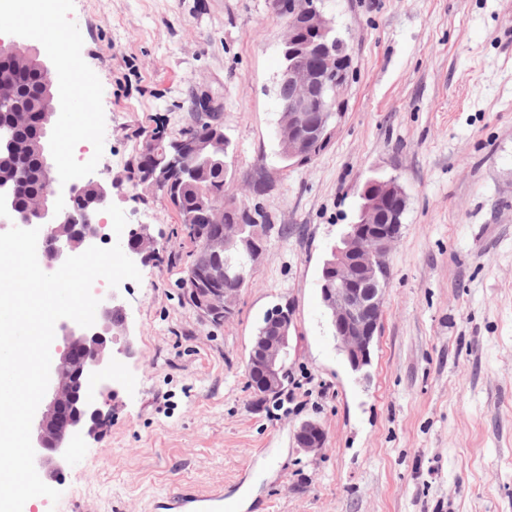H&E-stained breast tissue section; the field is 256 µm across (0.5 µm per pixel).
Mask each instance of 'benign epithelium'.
Here are the masks:
<instances>
[{
    "instance_id": "benign-epithelium-1",
    "label": "benign epithelium",
    "mask_w": 512,
    "mask_h": 512,
    "mask_svg": "<svg viewBox=\"0 0 512 512\" xmlns=\"http://www.w3.org/2000/svg\"><path fill=\"white\" fill-rule=\"evenodd\" d=\"M282 56L276 82L280 154L292 163H302L328 140L342 112L351 58L346 42L317 0H288ZM18 69L39 77V99L50 98L54 117L68 112L66 101L52 93L59 76L47 53L28 45L22 37L0 38V87L8 86ZM34 104L13 95L0 102V112L10 114L9 121L0 120V149L15 158L41 156L45 184L41 193L19 207L16 201L26 177L24 167H18L14 178L0 179V229L8 225L39 229L37 259L47 269L57 270L68 257L108 240L96 217L116 182L87 181L96 188V195L88 200L82 194L84 186L65 183L47 161L45 131L35 138L18 136L20 130L34 124ZM210 146L216 151L221 148L191 136L167 143L161 150L162 166H145L138 184L157 189L170 184L174 176H190L189 159H210ZM361 198L358 221L332 248L320 281L334 337L354 371L370 363L380 330L389 256L400 237L407 204L406 194L394 178L367 180ZM234 212L236 208L224 205L221 197L209 196L200 203V217L215 229L206 237L203 255L186 267L182 285L192 305L206 317L230 309V299L239 297L248 281L244 269H254L266 250L265 238L235 218ZM122 246L133 260L143 263L155 249L156 240L147 226L140 224L128 231ZM224 280L239 287L229 290L221 285ZM266 322V330L252 338L245 359L248 383L258 398L274 397L285 388L293 315L278 305L267 312ZM134 354L126 308L115 292L100 299L93 326L83 328L66 319L58 323L48 389L31 427L35 469L45 481L58 480L74 441L96 435L105 425L108 413L104 407L108 397L116 394L110 380L112 364ZM295 442L304 453L317 456L326 447L327 434L320 423L306 420L297 427Z\"/></svg>"
}]
</instances>
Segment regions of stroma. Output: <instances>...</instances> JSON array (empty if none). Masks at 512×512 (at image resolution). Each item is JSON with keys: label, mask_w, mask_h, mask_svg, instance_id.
Returning <instances> with one entry per match:
<instances>
[{"label": "stroma", "mask_w": 512, "mask_h": 512, "mask_svg": "<svg viewBox=\"0 0 512 512\" xmlns=\"http://www.w3.org/2000/svg\"><path fill=\"white\" fill-rule=\"evenodd\" d=\"M351 56L341 116L310 161L285 164L273 0H60L53 36L9 11L0 35L45 47L80 84V181L148 225L163 262L120 285L137 353L115 362L104 430L22 512H148L173 483L246 495L243 512H512V0H321ZM209 96L229 171L271 224L235 313L212 325L181 288L192 249L159 194L128 182L138 131L179 136ZM265 177L269 189L247 193ZM371 177L407 195L371 363L353 371L320 296L324 261ZM295 329L288 390L251 404L244 361L274 306ZM318 421L316 457L294 430Z\"/></svg>", "instance_id": "stroma-1"}]
</instances>
